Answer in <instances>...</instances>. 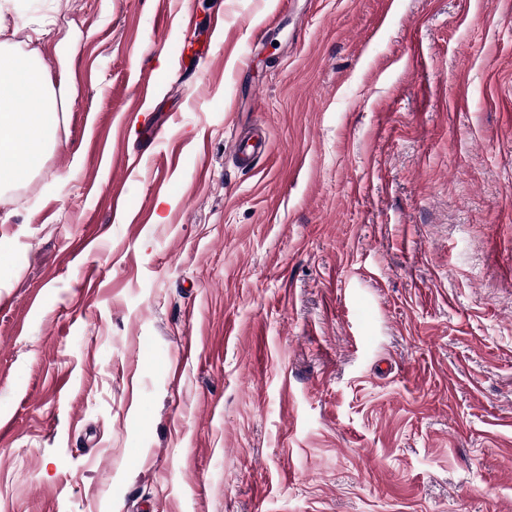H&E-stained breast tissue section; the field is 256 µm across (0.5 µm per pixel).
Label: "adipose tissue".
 <instances>
[{"instance_id": "adipose-tissue-1", "label": "adipose tissue", "mask_w": 512, "mask_h": 512, "mask_svg": "<svg viewBox=\"0 0 512 512\" xmlns=\"http://www.w3.org/2000/svg\"><path fill=\"white\" fill-rule=\"evenodd\" d=\"M56 126L43 65L0 57V185L35 168Z\"/></svg>"}]
</instances>
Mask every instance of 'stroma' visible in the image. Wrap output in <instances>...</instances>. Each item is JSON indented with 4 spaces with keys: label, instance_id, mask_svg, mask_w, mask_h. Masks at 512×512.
<instances>
[{
    "label": "stroma",
    "instance_id": "35a3bbf8",
    "mask_svg": "<svg viewBox=\"0 0 512 512\" xmlns=\"http://www.w3.org/2000/svg\"><path fill=\"white\" fill-rule=\"evenodd\" d=\"M0 27L60 101L0 189V512H512V0ZM229 150L239 164L251 167L262 152L263 145L261 142L252 141V138L234 137L230 141Z\"/></svg>",
    "mask_w": 512,
    "mask_h": 512
}]
</instances>
